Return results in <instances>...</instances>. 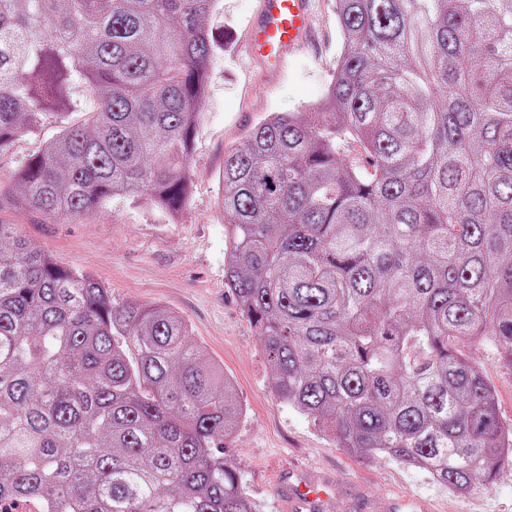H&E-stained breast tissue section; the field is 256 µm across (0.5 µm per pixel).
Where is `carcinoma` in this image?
<instances>
[{"label":"carcinoma","mask_w":512,"mask_h":512,"mask_svg":"<svg viewBox=\"0 0 512 512\" xmlns=\"http://www.w3.org/2000/svg\"><path fill=\"white\" fill-rule=\"evenodd\" d=\"M218 2L0 0V150L59 125L23 209L178 217ZM336 26L321 102L224 154V285L282 402L463 494L512 466L460 349L512 369V0H336ZM245 414L181 315L0 224V512H257L215 452Z\"/></svg>","instance_id":"cac0c4a2"}]
</instances>
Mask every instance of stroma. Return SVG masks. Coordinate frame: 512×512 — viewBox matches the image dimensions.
Returning <instances> with one entry per match:
<instances>
[{
  "instance_id": "stroma-1",
  "label": "stroma",
  "mask_w": 512,
  "mask_h": 512,
  "mask_svg": "<svg viewBox=\"0 0 512 512\" xmlns=\"http://www.w3.org/2000/svg\"><path fill=\"white\" fill-rule=\"evenodd\" d=\"M260 0H220L207 24L219 44L190 160L191 197L178 220L162 223L150 211L126 204L71 220L49 221L17 209L14 174L43 141L57 133L22 136L0 149V222L15 224L32 244L62 265L103 283L116 303L162 305L182 315L192 336L219 363L246 407V416L224 443V459L239 475L259 512H281L285 472L330 478L329 512H391L395 500L419 497L427 512H512V468L465 495L448 492L418 468L387 458L371 462L337 448L305 415L280 401L270 385L262 344L224 285V154L240 146L270 113L292 112L322 99L336 62L338 39L332 0H316L313 39L269 74L261 61L238 51ZM468 354L495 387L498 407L512 419V369L494 343Z\"/></svg>"
}]
</instances>
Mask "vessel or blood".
<instances>
[{
  "label": "vessel or blood",
  "mask_w": 512,
  "mask_h": 512,
  "mask_svg": "<svg viewBox=\"0 0 512 512\" xmlns=\"http://www.w3.org/2000/svg\"><path fill=\"white\" fill-rule=\"evenodd\" d=\"M313 0H261L260 11L242 50L250 57L264 59L266 67L277 68L293 46L311 38ZM289 512H316L325 492L317 484L287 483Z\"/></svg>",
  "instance_id": "1"
}]
</instances>
